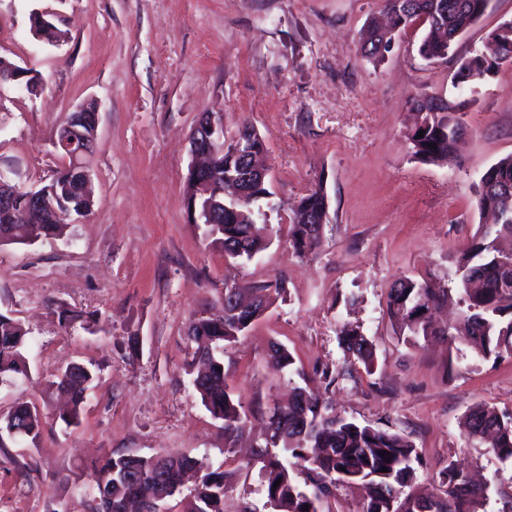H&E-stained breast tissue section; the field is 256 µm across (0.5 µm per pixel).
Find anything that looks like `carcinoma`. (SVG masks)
<instances>
[{
    "label": "carcinoma",
    "mask_w": 512,
    "mask_h": 512,
    "mask_svg": "<svg viewBox=\"0 0 512 512\" xmlns=\"http://www.w3.org/2000/svg\"><path fill=\"white\" fill-rule=\"evenodd\" d=\"M485 0H414L406 12L397 16L394 25L405 29L409 22L428 14V34L419 46L427 59L448 55L454 41L448 35L460 28H469L483 12L475 7ZM387 32L372 27L361 45L363 56L377 60L378 46L385 42ZM425 109L423 137L413 133L410 140L418 159L440 163L448 161L458 142L457 136L466 130L463 120L465 103L442 99L420 102ZM433 142L436 148L428 147ZM236 166L231 150H226L215 162L211 193L197 200L198 206L215 197H233L238 190L230 178L228 166ZM499 179L512 183V154L500 158L488 168ZM49 196L63 216L49 214L44 208H34L24 218L11 219L0 214V243H24L32 237L56 238L72 216L87 213L92 202L89 196L72 191L66 169H59L46 184ZM480 208L501 212L499 223L474 238L454 258L458 293L467 312L449 330L438 333L425 317L430 306L448 299V290L433 288L426 280L410 277L398 279L390 288L386 309L395 328L416 338L441 334L452 343L466 342L484 357L512 354V266L506 268L494 260L495 243L502 236L512 237V199H498L488 193L478 194ZM324 190L318 186L300 199V209L314 216L324 212ZM206 233L224 247V254L234 259H251L262 251L265 238L255 224H247L234 212L224 211V223L206 225ZM289 237L293 248L303 253L312 251L320 241L307 240V225L302 221L290 225ZM267 285L224 289V311L201 312L191 324L190 340L199 342L193 352L198 369L192 385L211 415L222 421L224 452L230 453L245 432L248 417L241 412L240 399L225 383L224 345L238 341L249 327V318L232 313L231 295L243 298L251 294L253 306L269 305ZM27 330L13 317L0 313V385H10L17 376L27 374L24 349ZM339 345L348 362L361 364L370 370L374 364L371 342L357 327L345 325L339 332ZM273 369L282 371L294 364L288 349L275 346L270 355ZM93 380L92 372L81 364H72L57 375L54 384L68 394L70 410L61 415L69 425L78 420L84 392ZM8 415L26 429L25 438L36 443L42 432V416L27 402L16 403ZM464 428L468 436L486 439L493 435L488 447L503 461L512 460V412H497L477 406L465 415ZM265 447L280 448L294 459L286 464L277 455L268 456L265 464L267 497L275 512H320L322 501L330 497L337 485L364 488L363 512H484L486 496L471 488L468 474L454 462H448L439 473V484L429 490L416 486L418 460L414 445L396 432L361 425L336 414L317 387H298L283 410V420L268 429ZM167 468L166 481L182 482L189 471L199 470L198 461L179 452H166L151 457L113 453L93 465L96 495L92 512H115L114 503L136 502L149 495L163 493L155 483L158 466ZM388 471L383 472L381 468ZM230 473L221 468L208 469L199 476L195 487L180 500L181 512H224V490ZM278 487H273L275 482ZM309 510H304V506Z\"/></svg>",
    "instance_id": "carcinoma-1"
}]
</instances>
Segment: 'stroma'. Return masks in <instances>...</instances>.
Returning <instances> with one entry per match:
<instances>
[{"label": "stroma", "instance_id": "35a3bbf8", "mask_svg": "<svg viewBox=\"0 0 512 512\" xmlns=\"http://www.w3.org/2000/svg\"><path fill=\"white\" fill-rule=\"evenodd\" d=\"M380 12L381 0H0V58L39 79L30 93L0 88V171L10 183H49L65 164L53 146L58 125L98 104L90 211L62 237L0 247V312L27 329L29 365L28 377L0 387V414L25 401L43 417L37 443L0 440V512H90L94 462L164 449L234 472L224 512H271L252 452L291 388L347 366L345 325L373 343L375 363L330 387L336 412L408 437L420 485H437L451 461L478 474L486 512H501L512 462L468 438L462 421L477 405L512 411V356L407 339L386 302L407 276L453 295L443 317L466 310L453 260L487 222L481 174L512 154V63L465 90L455 74L512 20V0H489L438 60L419 54L418 20L383 60L363 57L365 28ZM35 13L56 24L59 41L35 35ZM420 97L468 105L451 162L413 153L410 105ZM204 112L222 121L225 140L245 127L264 139L271 196L256 208L269 242L243 263L187 212L190 136ZM317 186L328 221L320 247L300 254L288 226ZM276 283L266 313L224 348L226 382L252 422L228 454L192 386L189 327L201 310H222L225 288ZM63 309L82 320L64 324ZM276 343L292 369L271 368ZM71 363L96 378L68 425L53 381Z\"/></svg>", "mask_w": 512, "mask_h": 512}]
</instances>
